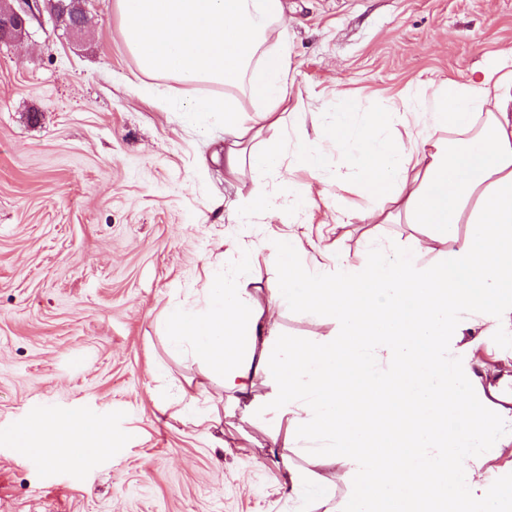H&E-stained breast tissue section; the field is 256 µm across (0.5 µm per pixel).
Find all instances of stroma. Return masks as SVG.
<instances>
[{"label":"stroma","mask_w":512,"mask_h":512,"mask_svg":"<svg viewBox=\"0 0 512 512\" xmlns=\"http://www.w3.org/2000/svg\"><path fill=\"white\" fill-rule=\"evenodd\" d=\"M112 0H87L77 40L47 28L0 43V431L31 408L79 407L112 428L108 452L47 463L0 443V512H292L277 462L307 461L287 423L269 430L215 382L208 396L225 447L165 409L166 395L203 381L169 352L165 307L200 287L209 265L233 264L224 242L253 254L252 287L279 280L260 248L300 237L306 264L325 245L354 255L362 227L325 223L326 205L369 206L337 182L356 177L331 155L329 195L292 221H238V201L277 192L279 175L224 178V129L200 133L155 94L175 81L141 74ZM301 98L290 138L316 143L335 97L357 99L353 120L400 106L405 92L461 79L512 44V0H283ZM474 395L512 378V335L477 339ZM204 382V381H203ZM485 467L512 468V405L483 448Z\"/></svg>","instance_id":"1"}]
</instances>
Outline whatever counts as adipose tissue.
<instances>
[{"instance_id": "ef3b65f1", "label": "adipose tissue", "mask_w": 512, "mask_h": 512, "mask_svg": "<svg viewBox=\"0 0 512 512\" xmlns=\"http://www.w3.org/2000/svg\"><path fill=\"white\" fill-rule=\"evenodd\" d=\"M115 6L142 72L223 86V97L167 105L200 131L223 126L228 179L260 177L288 160L322 182L329 153L347 151L375 203L336 214L335 223L427 229L395 253L372 238L352 258L328 248L312 267L299 261L297 236L267 240L280 283L266 294L251 287L249 252L240 249L236 266H209L197 298L166 308L168 347L202 360L207 378L260 409L266 424L287 423L316 462L344 467L340 475L285 465L289 496L300 504L331 502L346 474L354 491L337 512H512V474L488 478L478 454L501 409L476 406L458 366L472 348L466 333L512 327V46L480 76L416 86L401 108L362 126L352 121L351 96L338 94L318 145H302L285 133L296 90L283 0ZM254 123L277 139L249 148ZM311 203L287 189L251 194L239 207L274 217ZM440 240L449 247L435 260ZM288 308L336 329L315 343L290 342L275 331ZM0 438L46 462L112 446L100 420L76 411L33 412Z\"/></svg>"}]
</instances>
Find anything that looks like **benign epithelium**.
I'll use <instances>...</instances> for the list:
<instances>
[{
	"mask_svg": "<svg viewBox=\"0 0 512 512\" xmlns=\"http://www.w3.org/2000/svg\"><path fill=\"white\" fill-rule=\"evenodd\" d=\"M86 0H0V40L22 39L30 28L45 25L50 15L57 26L72 33L83 31L88 23Z\"/></svg>",
	"mask_w": 512,
	"mask_h": 512,
	"instance_id": "7a95c632",
	"label": "benign epithelium"
}]
</instances>
